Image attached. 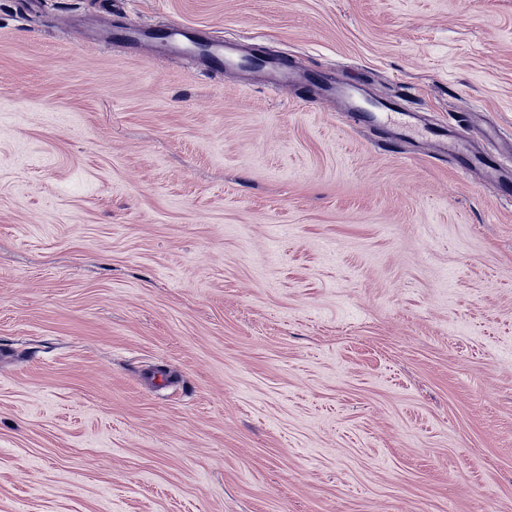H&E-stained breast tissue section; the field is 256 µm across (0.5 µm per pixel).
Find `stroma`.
<instances>
[{
    "instance_id": "35a3bbf8",
    "label": "stroma",
    "mask_w": 512,
    "mask_h": 512,
    "mask_svg": "<svg viewBox=\"0 0 512 512\" xmlns=\"http://www.w3.org/2000/svg\"><path fill=\"white\" fill-rule=\"evenodd\" d=\"M0 0V512H512V0ZM190 28L325 77L107 43ZM168 371L153 387V371ZM443 138L439 141L441 142L439 144L440 148L444 152L445 156L448 157V159L454 158L458 164L464 168L467 169L474 163H479L482 166H484L488 170L489 174V180L492 181L498 192L501 195L510 196L512 195V187L510 185H504L502 184L496 177H495V166L492 161H489L485 158H474L470 155H467L464 153V150L459 146V144L456 142L455 138L451 135L447 134H441ZM448 138L444 140V137Z\"/></svg>"
}]
</instances>
